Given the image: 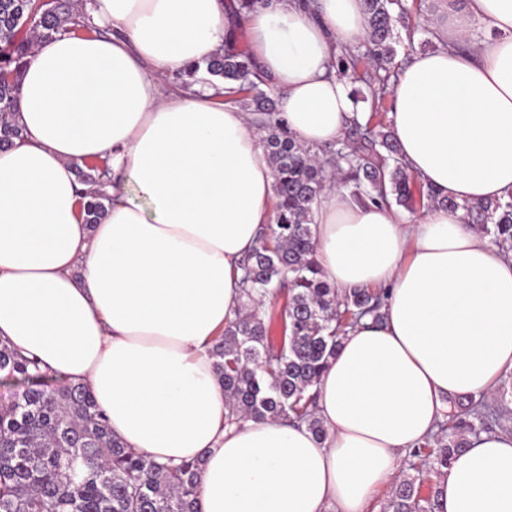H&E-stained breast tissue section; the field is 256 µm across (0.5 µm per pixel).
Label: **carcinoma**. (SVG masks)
Instances as JSON below:
<instances>
[{"label":"carcinoma","instance_id":"obj_1","mask_svg":"<svg viewBox=\"0 0 512 512\" xmlns=\"http://www.w3.org/2000/svg\"><path fill=\"white\" fill-rule=\"evenodd\" d=\"M367 37L336 57L340 74H356L363 60L371 70L354 88L367 103L365 122L352 119L346 139L313 151L288 133L285 120L262 86L247 46L234 38L206 63L207 72L231 84L218 101L239 104L258 115L273 170L276 223L264 227L243 264L242 315L217 337L211 356L231 415L255 420L304 423L325 434L315 415L312 388L336 355L348 329L360 318L382 319L383 292L342 294L323 278L316 259L313 207L330 178L362 203L414 210L415 204L467 212L468 223L494 243L512 242V197L460 205L420 183L403 165L392 131L374 121L401 63L398 25L403 0H364ZM89 28L74 20L71 0H0V146L23 139L16 125L18 90L31 38L77 33ZM77 169L93 189L84 194L85 223L98 224L112 197L101 191L109 180L102 167ZM0 371L31 387L0 399V512H201L199 473L203 459L160 463L112 435L108 421L81 384L41 387L51 380L35 360L0 343ZM512 401V386L500 387L494 402L465 397L448 412L446 425L411 449L405 473L393 485L385 512H435L436 491H423V469L438 476L456 452L481 434L496 431Z\"/></svg>","mask_w":512,"mask_h":512}]
</instances>
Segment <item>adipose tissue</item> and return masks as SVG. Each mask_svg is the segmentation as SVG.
<instances>
[{
    "label": "adipose tissue",
    "mask_w": 512,
    "mask_h": 512,
    "mask_svg": "<svg viewBox=\"0 0 512 512\" xmlns=\"http://www.w3.org/2000/svg\"><path fill=\"white\" fill-rule=\"evenodd\" d=\"M92 0L97 34L43 40L0 148V341L90 388L114 436L158 462L203 457L202 512H367L455 399L512 372V249L464 204L512 196V0H443L437 49L405 62L391 129L408 170L453 198L412 221L336 184L313 211L339 292L389 288L317 385L307 425L228 423L209 350L244 301L242 259L273 223L272 167L251 113L161 77L242 30L289 132L315 149L357 110L332 66L366 38L362 0ZM107 160L105 219L85 224L75 163ZM437 512H512V433L484 434L438 482Z\"/></svg>",
    "instance_id": "adipose-tissue-1"
}]
</instances>
